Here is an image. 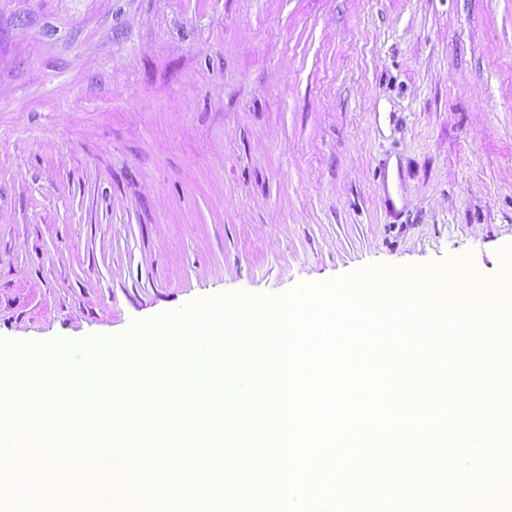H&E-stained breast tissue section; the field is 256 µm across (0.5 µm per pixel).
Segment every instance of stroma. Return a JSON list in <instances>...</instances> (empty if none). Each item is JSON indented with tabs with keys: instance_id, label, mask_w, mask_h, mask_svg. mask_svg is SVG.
<instances>
[{
	"instance_id": "35a3bbf8",
	"label": "stroma",
	"mask_w": 512,
	"mask_h": 512,
	"mask_svg": "<svg viewBox=\"0 0 512 512\" xmlns=\"http://www.w3.org/2000/svg\"><path fill=\"white\" fill-rule=\"evenodd\" d=\"M464 257L512 271V0H0V341Z\"/></svg>"
}]
</instances>
